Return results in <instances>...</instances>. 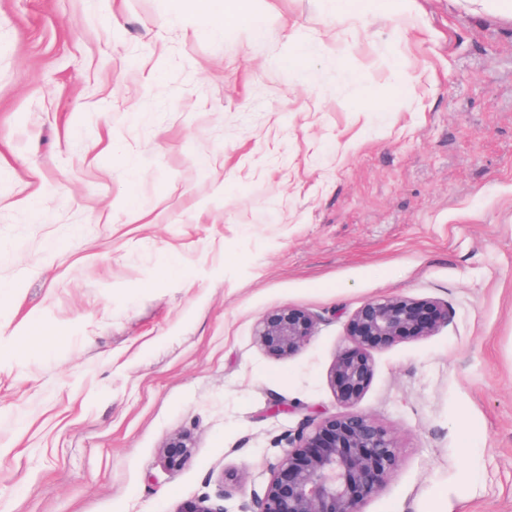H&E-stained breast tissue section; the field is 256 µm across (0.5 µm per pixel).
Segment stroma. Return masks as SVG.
Returning a JSON list of instances; mask_svg holds the SVG:
<instances>
[{"label":"stroma","instance_id":"stroma-1","mask_svg":"<svg viewBox=\"0 0 512 512\" xmlns=\"http://www.w3.org/2000/svg\"><path fill=\"white\" fill-rule=\"evenodd\" d=\"M333 4L258 0L255 41L190 0H0V512H254L394 296L448 323L372 353L399 462L362 512H512V18ZM288 306L316 331L278 359ZM315 329V321L306 310L283 307L268 312L260 319L254 340L272 357L287 358L311 340ZM192 439L188 433L172 436L162 449L161 462L168 471H178L187 462L192 453Z\"/></svg>","mask_w":512,"mask_h":512}]
</instances>
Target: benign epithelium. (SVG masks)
Here are the masks:
<instances>
[{
    "mask_svg": "<svg viewBox=\"0 0 512 512\" xmlns=\"http://www.w3.org/2000/svg\"><path fill=\"white\" fill-rule=\"evenodd\" d=\"M448 323L445 306L430 299L397 296L362 302L347 324L353 348L339 353L330 370V384L344 411L317 422L288 444L270 478L257 512H361L398 464L394 436L369 415L351 410L369 388L372 351L404 336H432ZM316 324L304 309L283 307L265 314L254 340L269 355L287 358L315 335ZM192 453L188 433L172 436L161 462L178 471ZM175 512H224L207 498L182 502Z\"/></svg>",
    "mask_w": 512,
    "mask_h": 512,
    "instance_id": "1",
    "label": "benign epithelium"
}]
</instances>
